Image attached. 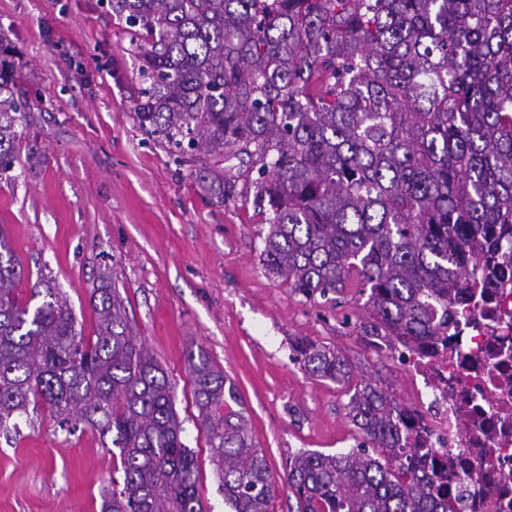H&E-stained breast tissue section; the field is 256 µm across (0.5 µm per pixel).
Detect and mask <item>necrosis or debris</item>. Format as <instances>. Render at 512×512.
<instances>
[{
    "label": "necrosis or debris",
    "mask_w": 512,
    "mask_h": 512,
    "mask_svg": "<svg viewBox=\"0 0 512 512\" xmlns=\"http://www.w3.org/2000/svg\"><path fill=\"white\" fill-rule=\"evenodd\" d=\"M370 346L411 377L404 427L411 444L447 452L459 512H512V272L476 289L447 341L411 350L375 336Z\"/></svg>",
    "instance_id": "obj_1"
}]
</instances>
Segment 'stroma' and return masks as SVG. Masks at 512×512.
<instances>
[{"label":"stroma","instance_id":"obj_1","mask_svg":"<svg viewBox=\"0 0 512 512\" xmlns=\"http://www.w3.org/2000/svg\"><path fill=\"white\" fill-rule=\"evenodd\" d=\"M0 36L15 50L31 110L17 159L0 174V228L29 281L66 297L84 331L100 275L114 281L130 329L166 371L198 459L205 512H228L200 429L186 356L203 350L235 382L254 444L274 475L301 451L346 452L361 436L334 382L305 373L292 348L337 346L359 375L395 396L406 372L359 345L354 298L306 300L260 262L261 224L247 182L219 201L200 164L174 160L139 128L138 57L111 0H0ZM110 437L66 431L45 409L0 429V512H100L120 460Z\"/></svg>","mask_w":512,"mask_h":512}]
</instances>
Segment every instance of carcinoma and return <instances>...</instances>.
<instances>
[{"label": "carcinoma", "mask_w": 512, "mask_h": 512, "mask_svg": "<svg viewBox=\"0 0 512 512\" xmlns=\"http://www.w3.org/2000/svg\"><path fill=\"white\" fill-rule=\"evenodd\" d=\"M138 49L135 116L173 155L249 159L268 224L260 262L308 300L367 296L358 336L409 347L448 335L481 277L512 265V0H112ZM0 41V173L25 103ZM200 178L237 194L226 170ZM22 265L0 229V428L40 405L60 427L112 435L123 485L101 512H203L197 457L171 383L130 334L116 287L93 289L94 335ZM45 295L38 306L31 299ZM305 372L349 386L363 442L288 456L297 512H438L445 466L409 446L399 402L337 348L294 344ZM193 397L230 512H268L279 487L234 382L188 352Z\"/></svg>", "instance_id": "cac0c4a2"}]
</instances>
